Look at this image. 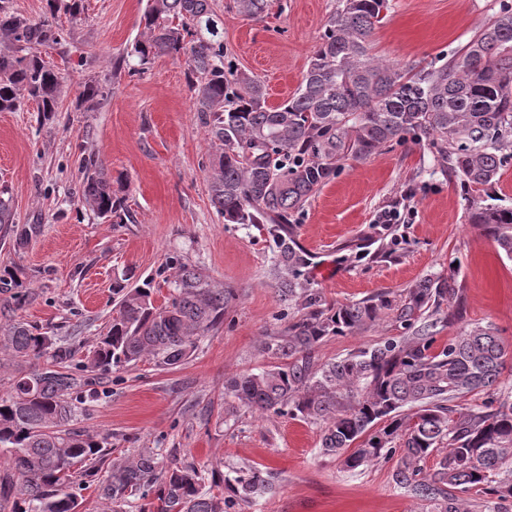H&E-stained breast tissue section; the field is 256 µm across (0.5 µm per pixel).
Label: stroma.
<instances>
[{
  "label": "stroma",
  "mask_w": 512,
  "mask_h": 512,
  "mask_svg": "<svg viewBox=\"0 0 512 512\" xmlns=\"http://www.w3.org/2000/svg\"><path fill=\"white\" fill-rule=\"evenodd\" d=\"M232 2L211 0L227 57L264 84L269 105H279L301 83L338 0H268L260 20L239 14ZM501 2L389 0L373 51L402 66L426 64L464 45ZM146 7L147 0H84L80 20L55 15L54 25L70 38L37 53L55 65L67 89L58 112L39 120L30 101L0 112V191L15 222L0 236V267L12 268L37 293L22 319L82 356L107 331L117 280L151 284L159 305L170 294L173 265L185 264L233 288L237 298L219 329L180 366L145 361L102 375L79 414L81 426L109 435L116 457L154 448L227 475L245 465L271 471L274 493L250 512H431L428 501L395 485V459L350 470L322 453V425L242 405L226 413L225 379L266 368L260 337L284 327L297 310L281 301L266 275L272 252L265 234L225 223L211 205L212 148L185 62L159 56L136 75L115 64L141 33ZM87 82L99 84L104 98L81 100ZM85 158L126 179L130 221L115 224L79 206ZM473 196L426 147L406 142L346 161L310 198L296 231L314 256L311 283L331 305L381 293L398 301L419 280L456 271L463 318L435 327V348L480 325L494 328L505 349L500 384L460 401L480 409L512 394V261L470 223ZM397 201L405 221L392 227L396 245L385 252L376 243L372 255L356 257L353 244ZM405 334L388 313L366 330L326 338L316 355L339 360Z\"/></svg>",
  "instance_id": "1"
}]
</instances>
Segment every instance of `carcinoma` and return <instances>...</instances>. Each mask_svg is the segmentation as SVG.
Here are the masks:
<instances>
[{
    "instance_id": "carcinoma-1",
    "label": "carcinoma",
    "mask_w": 512,
    "mask_h": 512,
    "mask_svg": "<svg viewBox=\"0 0 512 512\" xmlns=\"http://www.w3.org/2000/svg\"><path fill=\"white\" fill-rule=\"evenodd\" d=\"M389 0H340L311 56L297 91L267 104L264 85L226 60L224 35L210 0H150L146 34L118 59L137 74L158 56L185 58L195 111L214 152L209 195L228 224H260L273 263L269 277L280 296L301 309L298 319L261 336L259 353L273 363L224 382V396L261 414L325 425L321 452L355 470L399 455L397 487L434 503V512H470L464 495L490 492L512 499V401L489 411L458 409L456 400L499 383L504 348L490 327L475 326L433 351L429 323L407 341L387 340L341 360L321 363L318 346L330 336L364 330L386 310L404 328L438 314L457 296L456 273L427 278L406 290L396 306L384 295L329 306L310 287L312 255L298 242L295 214L351 159L412 139L459 174L468 188L496 183L512 159V6L505 5L443 63L401 67L372 52L371 33ZM0 0V112L33 100L48 117L65 94L58 72L32 53L66 41L64 29L33 20ZM52 15L78 20L83 0H46ZM244 16L259 19L267 0H234ZM78 202L114 224L130 219L122 188L92 160L82 162ZM471 222L512 260V207L474 205ZM157 306L149 285L116 283L118 310L85 359L56 345L48 333L21 319L33 301L15 275H0L3 321L0 356L31 370L0 395V512H80L76 480L96 483L112 512H143L137 501L154 495L155 512H242L273 491L270 474L243 467L234 476L205 471L195 462L164 460L153 448L112 460L108 436L77 425V403L93 385L91 374L152 360L184 362L200 337L218 329L234 292L185 265ZM440 456L437 468L427 460Z\"/></svg>"
}]
</instances>
